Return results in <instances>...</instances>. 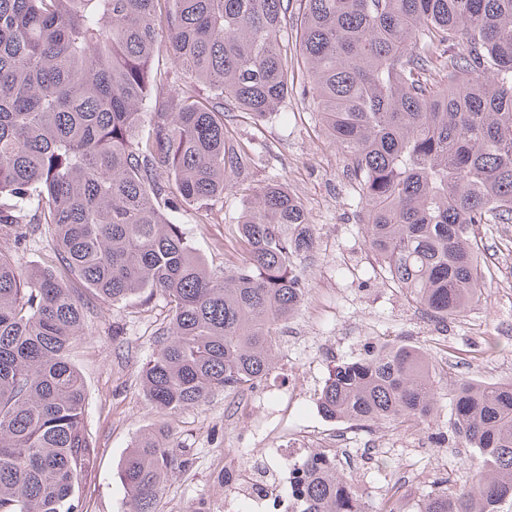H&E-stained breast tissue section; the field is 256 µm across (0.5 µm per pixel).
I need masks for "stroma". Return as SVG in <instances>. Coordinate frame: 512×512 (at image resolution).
Instances as JSON below:
<instances>
[{"mask_svg": "<svg viewBox=\"0 0 512 512\" xmlns=\"http://www.w3.org/2000/svg\"><path fill=\"white\" fill-rule=\"evenodd\" d=\"M282 109L287 119L273 116L260 126L244 112L229 117L234 136L254 156L247 184L286 183L304 205L315 238L313 251L301 261L307 294L281 329L277 363L255 389L219 392L167 416L151 405L140 384V371L155 351V333L168 322L165 299L157 294L147 301L96 304L71 353L84 380L85 427L97 452L82 493L86 512H128L117 471L129 448L164 420L174 431L171 448L188 463L169 473L158 512H224L225 459L241 448H277L288 438H305L313 453L320 437L335 441L342 469L368 512H379L393 491L411 506L433 483L459 488L470 481L471 449L435 441L449 426L448 404L419 426L361 430L324 418L318 397L336 362L383 342L426 348L443 389L461 377L512 379V262L503 260L512 253V224L480 225L483 294L447 328L435 329L368 249L343 155L311 100L295 91ZM239 213V195L228 193L207 212L183 205L174 221L210 268L220 271L238 257L231 228ZM50 245L45 224L0 231V252L23 269L45 263Z\"/></svg>", "mask_w": 512, "mask_h": 512, "instance_id": "obj_1", "label": "stroma"}]
</instances>
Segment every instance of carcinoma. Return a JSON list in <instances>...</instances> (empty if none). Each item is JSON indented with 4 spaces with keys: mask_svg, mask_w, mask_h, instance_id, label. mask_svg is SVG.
<instances>
[{
    "mask_svg": "<svg viewBox=\"0 0 512 512\" xmlns=\"http://www.w3.org/2000/svg\"><path fill=\"white\" fill-rule=\"evenodd\" d=\"M299 23L284 38L290 2ZM179 62L153 68L158 30ZM340 148L370 250L428 318L485 288L473 228L512 224V0H0V230L48 224L55 263L0 254V512H83L95 448L70 348L98 299L162 295L171 312L141 383L174 414L271 370L307 293L308 215L283 183L242 197L240 259L221 273L171 214L232 190L252 163L224 123H262L295 68ZM428 354L381 345L336 363L318 405L337 422L416 426L438 408ZM474 475L412 512H508L512 380L448 388ZM158 425L124 457L129 512H157L187 460ZM299 512H366L336 455L313 453Z\"/></svg>",
    "mask_w": 512,
    "mask_h": 512,
    "instance_id": "carcinoma-1",
    "label": "carcinoma"
}]
</instances>
